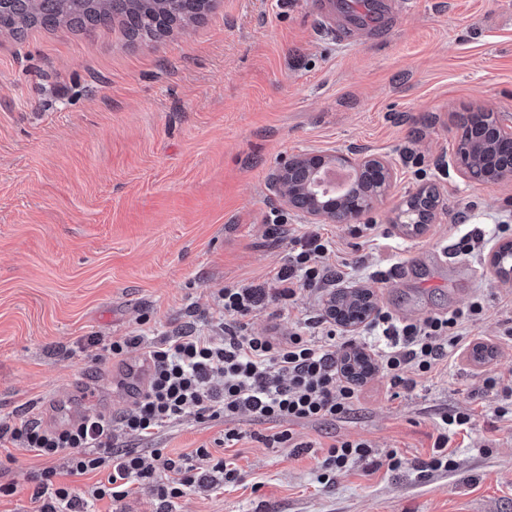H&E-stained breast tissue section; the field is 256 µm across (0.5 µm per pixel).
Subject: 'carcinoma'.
Here are the masks:
<instances>
[{
    "label": "carcinoma",
    "instance_id": "obj_1",
    "mask_svg": "<svg viewBox=\"0 0 512 512\" xmlns=\"http://www.w3.org/2000/svg\"><path fill=\"white\" fill-rule=\"evenodd\" d=\"M185 0H24L0 12V31L16 33L28 26H59L80 24L107 26L117 13L134 19L132 30L136 36L153 39L159 31L145 19L157 12H166L173 24H183L194 19L187 12Z\"/></svg>",
    "mask_w": 512,
    "mask_h": 512
}]
</instances>
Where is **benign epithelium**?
<instances>
[{"label":"benign epithelium","instance_id":"1","mask_svg":"<svg viewBox=\"0 0 512 512\" xmlns=\"http://www.w3.org/2000/svg\"><path fill=\"white\" fill-rule=\"evenodd\" d=\"M489 125L474 133L461 119L455 120L456 148L448 161L457 175L468 183L495 185L512 176V151L500 149L512 144V120L500 112H484ZM347 169L360 174L361 182L339 196H326L317 188L318 175L327 169ZM394 176L390 160L367 151H338L324 157L300 154L279 168L275 187L288 207L314 223L360 224L386 195ZM440 206V193L434 183H426L401 202L392 223L411 233L433 223ZM364 301L362 309L343 320L344 328L355 330L375 313L373 295L354 289Z\"/></svg>","mask_w":512,"mask_h":512}]
</instances>
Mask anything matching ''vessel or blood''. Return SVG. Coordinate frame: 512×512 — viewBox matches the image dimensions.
I'll list each match as a JSON object with an SVG mask.
<instances>
[{"label":"vessel or blood","instance_id":"vessel-or-blood-1","mask_svg":"<svg viewBox=\"0 0 512 512\" xmlns=\"http://www.w3.org/2000/svg\"><path fill=\"white\" fill-rule=\"evenodd\" d=\"M406 0H314V11L336 42L357 45L386 38Z\"/></svg>","mask_w":512,"mask_h":512}]
</instances>
